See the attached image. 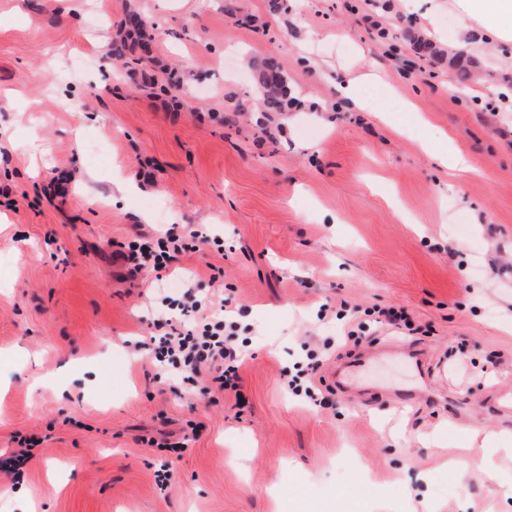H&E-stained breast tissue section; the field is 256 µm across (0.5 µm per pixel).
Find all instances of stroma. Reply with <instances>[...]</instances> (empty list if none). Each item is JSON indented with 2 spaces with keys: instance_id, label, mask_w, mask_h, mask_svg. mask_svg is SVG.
<instances>
[{
  "instance_id": "35a3bbf8",
  "label": "stroma",
  "mask_w": 512,
  "mask_h": 512,
  "mask_svg": "<svg viewBox=\"0 0 512 512\" xmlns=\"http://www.w3.org/2000/svg\"><path fill=\"white\" fill-rule=\"evenodd\" d=\"M131 12L153 23L147 71L96 47ZM0 15V512H512V451L468 449L477 430L512 439V51L473 37L454 0H0ZM267 58L308 106L263 122ZM174 224L223 250L130 273L124 244ZM188 290L241 313L244 406L135 347L187 327L161 300ZM325 304L401 307L416 332L348 341L313 376L319 406L288 370L343 334ZM411 343L425 370L355 369L339 389L346 357ZM399 389L422 398L396 408Z\"/></svg>"
}]
</instances>
